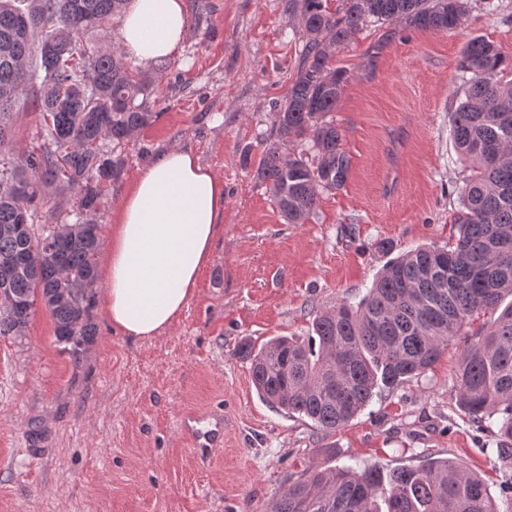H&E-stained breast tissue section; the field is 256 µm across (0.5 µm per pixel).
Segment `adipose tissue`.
<instances>
[{
  "mask_svg": "<svg viewBox=\"0 0 512 512\" xmlns=\"http://www.w3.org/2000/svg\"><path fill=\"white\" fill-rule=\"evenodd\" d=\"M185 0H129L123 49L148 66L178 54ZM224 220V180L190 149L172 147L144 167L121 196L98 274L101 308L123 335L151 340L178 320L209 264Z\"/></svg>",
  "mask_w": 512,
  "mask_h": 512,
  "instance_id": "ef3b65f1",
  "label": "adipose tissue"
}]
</instances>
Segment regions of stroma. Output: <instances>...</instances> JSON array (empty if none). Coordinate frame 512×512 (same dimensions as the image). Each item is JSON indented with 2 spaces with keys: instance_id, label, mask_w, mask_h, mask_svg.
Segmentation results:
<instances>
[{
  "instance_id": "35a3bbf8",
  "label": "stroma",
  "mask_w": 512,
  "mask_h": 512,
  "mask_svg": "<svg viewBox=\"0 0 512 512\" xmlns=\"http://www.w3.org/2000/svg\"><path fill=\"white\" fill-rule=\"evenodd\" d=\"M495 2L473 0L451 31L371 23L338 49L352 74L333 114L348 178L290 224L257 168L303 53V0H186L182 50L150 105L157 118L123 149L94 219L109 233L138 171L190 147L224 180L211 261L157 339L124 336L97 311L76 363L41 306L23 336H0V512H270L306 466L391 469L428 455L458 460L500 495L512 468L457 399L460 355L481 321L426 375L381 390L333 432L261 401L238 354L246 341L307 335L317 312L357 303L391 255L447 242L465 170L450 133L463 48L481 36L512 57V0ZM216 408L224 445L200 463L180 418Z\"/></svg>"
}]
</instances>
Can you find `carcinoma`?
Here are the masks:
<instances>
[{"mask_svg": "<svg viewBox=\"0 0 512 512\" xmlns=\"http://www.w3.org/2000/svg\"><path fill=\"white\" fill-rule=\"evenodd\" d=\"M128 0H0V336H21L36 303L49 312L57 342L74 362L93 341L92 322L104 185L123 167L118 150L154 121L149 99L161 76L136 73L112 41L109 21ZM467 0H346L330 12L304 0V54L275 112V140L257 176L290 224H302L319 192L346 182L350 161L328 116L349 72L336 52L370 22L408 28L459 27ZM512 59L481 37L460 60L465 84L451 133L468 175L457 234L443 246L391 260L356 305L319 312L312 335L275 336L240 349L272 408L306 417L325 432L346 426L383 388L418 378L438 363L470 320L512 296ZM38 112L40 140L12 156L15 109ZM74 194L78 209L61 238L34 223L52 197ZM461 353L458 402L494 432L498 459L512 464V305ZM483 479L456 461L428 457L382 470L309 466L271 512H512Z\"/></svg>", "mask_w": 512, "mask_h": 512, "instance_id": "obj_1", "label": "carcinoma"}]
</instances>
